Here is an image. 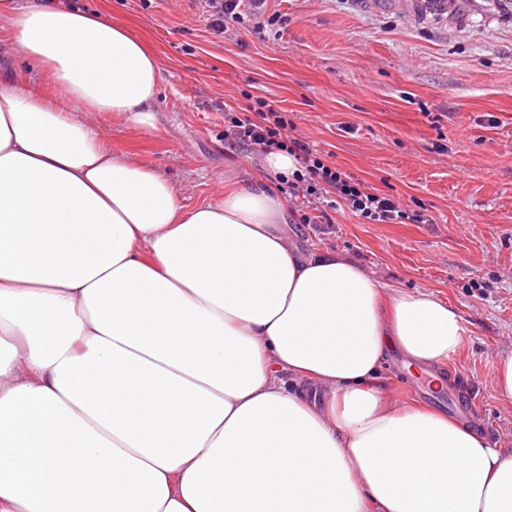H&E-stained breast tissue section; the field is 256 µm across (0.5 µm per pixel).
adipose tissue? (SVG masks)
Returning <instances> with one entry per match:
<instances>
[{
	"label": "adipose tissue",
	"instance_id": "obj_1",
	"mask_svg": "<svg viewBox=\"0 0 512 512\" xmlns=\"http://www.w3.org/2000/svg\"><path fill=\"white\" fill-rule=\"evenodd\" d=\"M0 512H512V454L388 399L440 369L430 292L289 246L261 182L186 205L96 118L158 128L157 57L69 0H0ZM310 382L326 397L310 404Z\"/></svg>",
	"mask_w": 512,
	"mask_h": 512
}]
</instances>
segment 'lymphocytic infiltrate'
Wrapping results in <instances>:
<instances>
[{"label":"lymphocytic infiltrate","mask_w":512,"mask_h":512,"mask_svg":"<svg viewBox=\"0 0 512 512\" xmlns=\"http://www.w3.org/2000/svg\"><path fill=\"white\" fill-rule=\"evenodd\" d=\"M289 127L281 112L271 107L252 117H232L226 135L258 155L277 149L295 156L299 168L283 191L299 199L301 223L327 219L329 209L339 204L373 222L391 223L409 217L415 223H427L425 214H407L399 200L371 192L360 180L325 164L309 143L289 135Z\"/></svg>","instance_id":"lymphocytic-infiltrate-1"}]
</instances>
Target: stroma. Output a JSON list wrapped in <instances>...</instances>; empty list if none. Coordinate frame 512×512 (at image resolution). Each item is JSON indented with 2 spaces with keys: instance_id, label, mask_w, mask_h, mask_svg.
<instances>
[{
  "instance_id": "1",
  "label": "stroma",
  "mask_w": 512,
  "mask_h": 512,
  "mask_svg": "<svg viewBox=\"0 0 512 512\" xmlns=\"http://www.w3.org/2000/svg\"><path fill=\"white\" fill-rule=\"evenodd\" d=\"M138 34L162 79L158 127L101 120L113 150L153 163L186 204L275 175L225 139V112L262 99L323 161L399 199L400 223L340 207L303 224L287 199V237L334 249L380 284L448 300L465 333L441 395L468 407L496 447L512 450V408L496 399L495 358L512 353V5L465 0L460 16L428 0H266L260 16L215 34L197 0H74ZM432 216L417 224L410 215ZM398 399L431 405L430 385L388 353Z\"/></svg>"
}]
</instances>
